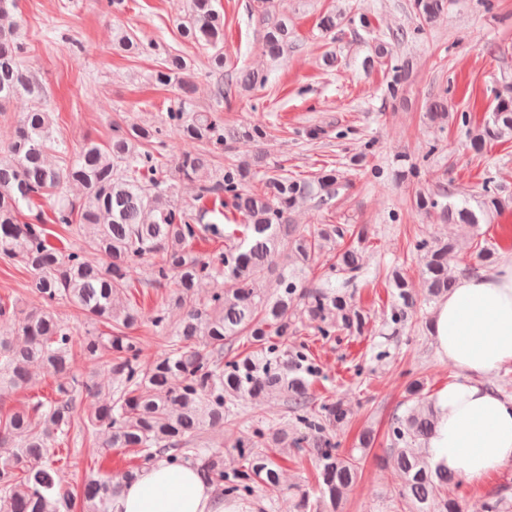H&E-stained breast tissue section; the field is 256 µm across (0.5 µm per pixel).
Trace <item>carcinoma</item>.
Instances as JSON below:
<instances>
[{"label":"carcinoma","mask_w":512,"mask_h":512,"mask_svg":"<svg viewBox=\"0 0 512 512\" xmlns=\"http://www.w3.org/2000/svg\"><path fill=\"white\" fill-rule=\"evenodd\" d=\"M214 0H189L180 24L182 37L210 49L208 62L224 73V15ZM274 0L250 6L262 31V48L270 60L288 56L294 30L274 9ZM448 0H413L420 24L436 21ZM17 0H0V111L14 99H30L17 122L13 139L0 146V260L20 263L31 273L28 288L41 306L23 312L0 300V403L34 382L31 368L43 366L63 376L51 397H38L0 412V512H109L112 497L140 468L120 474H97L81 495L56 482L60 446L78 428L103 448H129L142 464L164 458L173 465L190 464L226 500L244 502L256 492H277L282 467L270 448L309 456L317 471L312 490L297 489L295 512H342L344 493L362 473L363 456L343 453L331 430L343 425L348 409L337 398L313 407L310 387L320 373L308 341L298 337L294 309L302 306L312 335L323 341L336 333L361 336L366 316L354 301L353 288L366 270L367 228L354 224H317L303 229L291 222L299 204L312 201L330 210L345 187L335 169L309 178L265 165V154L252 162L224 160L228 142L247 138L263 143L264 125L224 124L226 94L266 84L268 73L246 67L219 81L214 104L195 112L188 96L174 100L152 126L116 124L105 144L88 140L74 153L52 136L53 113L45 105V88L24 67L27 43L21 23L4 24ZM369 21L365 14L327 12L319 20L323 35L336 41L345 28ZM407 32L388 34L374 49L375 58L392 56ZM119 49L159 56L153 78L159 86L193 87L195 61L128 33L115 34ZM427 114L434 123L448 120V101L433 100ZM468 146L479 152L489 142L512 138V95L497 94L485 123L472 129L466 113ZM198 142L196 153H172L168 137ZM72 158L54 163L50 153ZM262 176L263 190L248 184ZM180 182L198 184L199 199L216 197L231 206L243 224L238 235L224 237V250L203 257L194 244L204 234L219 235L215 224H203L174 202ZM84 189L81 198L66 188ZM46 195L55 196L52 222L71 229L79 244L68 250L51 245L40 224L20 220L22 206ZM512 207L485 183L476 205L457 198L453 184L433 193H417L414 208L436 212L451 224L475 229ZM413 248L422 259L427 299L434 301L454 286L455 244L446 239H419ZM328 254L320 273L306 270L320 254ZM153 260L157 288L165 289L149 316L122 301L136 265ZM392 302L385 325L395 332L416 314L418 297L408 278L395 267L387 273ZM216 283L205 299L197 288ZM77 309L105 332L78 336L60 317L58 308ZM179 311L173 326L170 313ZM162 336V350L144 362V345L134 334L142 322ZM81 356L88 369L75 368ZM103 364L114 382L104 394L92 368ZM426 382L417 378L407 388L412 405L392 416L386 454L395 471L400 512H462L445 490L458 484L448 470L433 467L420 448L433 435L436 414ZM277 398L295 424L279 428L245 425L241 412L249 401ZM238 429L224 461V449L197 442L204 429ZM501 493L488 495L483 512H509Z\"/></svg>","instance_id":"carcinoma-1"}]
</instances>
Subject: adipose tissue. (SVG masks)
<instances>
[{
  "label": "adipose tissue",
  "instance_id": "adipose-tissue-1",
  "mask_svg": "<svg viewBox=\"0 0 512 512\" xmlns=\"http://www.w3.org/2000/svg\"><path fill=\"white\" fill-rule=\"evenodd\" d=\"M438 353L462 374L435 396L437 424L426 448L431 462L479 482L512 464V399L488 381L512 364V258L494 271L460 277L438 302ZM110 512H238L192 466L159 462L113 497Z\"/></svg>",
  "mask_w": 512,
  "mask_h": 512
}]
</instances>
